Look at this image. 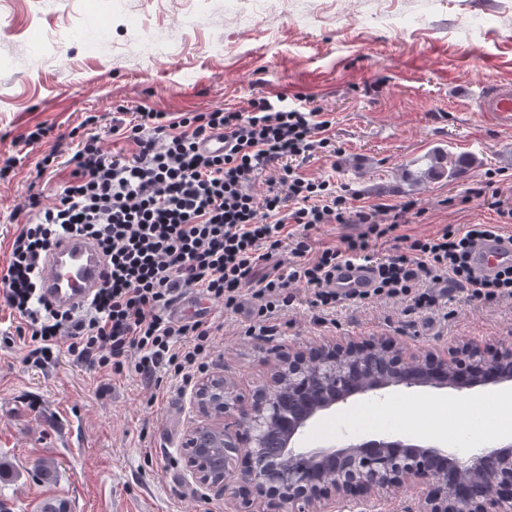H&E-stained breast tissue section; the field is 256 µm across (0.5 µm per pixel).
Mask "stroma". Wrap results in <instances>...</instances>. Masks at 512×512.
<instances>
[{
    "mask_svg": "<svg viewBox=\"0 0 512 512\" xmlns=\"http://www.w3.org/2000/svg\"><path fill=\"white\" fill-rule=\"evenodd\" d=\"M493 83L512 84V0H0V157L20 159L0 182V266L37 163L86 116L105 127L119 106L245 112L282 97L327 113L332 148L300 170L331 179L353 205L416 201L422 213L403 227L416 237L497 223L474 194L487 188L512 205V130L475 114ZM39 125L47 137L24 146ZM439 149L475 163L451 181L424 178ZM292 294L262 336L247 332L251 303L225 315L205 371H222L246 395L291 342L384 334L416 350L512 337V299L454 292L433 321L397 300L351 299L321 322L307 292ZM15 327L0 309V512H40L49 497L71 512H226L224 495L194 480L182 452L200 418L192 384L154 401L139 376H104L64 350L27 365L6 340ZM504 394L512 386L361 396L318 418L301 444L384 431L431 441L414 416ZM44 459L56 467L48 484L33 475Z\"/></svg>",
    "mask_w": 512,
    "mask_h": 512,
    "instance_id": "obj_1",
    "label": "stroma"
}]
</instances>
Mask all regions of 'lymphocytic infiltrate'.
Wrapping results in <instances>:
<instances>
[{
  "mask_svg": "<svg viewBox=\"0 0 512 512\" xmlns=\"http://www.w3.org/2000/svg\"><path fill=\"white\" fill-rule=\"evenodd\" d=\"M98 122L87 116V131L71 152L57 146L42 158L40 174L61 155L70 168L53 199L33 192L14 209L21 227L0 268V302L18 321L24 362L48 363L63 345L115 376L131 372L156 389L167 377L186 384L223 323L202 314L172 317L185 292L232 312L251 298L263 332L291 301L293 286L305 288L316 315L335 312L343 299L336 272L354 263L375 269L373 295L410 301L426 314H435L452 288L489 303L512 298V265L489 276L470 262L477 241L512 223V206L494 195L487 206L498 223L448 225L423 238L402 234L415 202L355 206L330 180L288 166L290 158L330 147V122L321 111L260 98L246 112L175 116L119 107L103 134ZM218 133L228 143L224 153L203 152L201 141ZM108 137L133 143L132 152L112 153ZM269 170L277 177L267 192L251 194L250 184ZM325 224L362 230L310 256V233ZM65 233L89 240L108 266L101 288L77 310L53 308L39 295L45 255ZM381 240L394 248L377 259L371 248ZM285 244L288 263H275ZM265 265L271 273L257 277Z\"/></svg>",
  "mask_w": 512,
  "mask_h": 512,
  "instance_id": "lymphocytic-infiltrate-1",
  "label": "lymphocytic infiltrate"
}]
</instances>
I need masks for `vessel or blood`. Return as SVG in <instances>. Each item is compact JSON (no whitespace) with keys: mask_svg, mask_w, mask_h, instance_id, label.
Listing matches in <instances>:
<instances>
[{"mask_svg":"<svg viewBox=\"0 0 512 512\" xmlns=\"http://www.w3.org/2000/svg\"><path fill=\"white\" fill-rule=\"evenodd\" d=\"M479 118L498 129H512V85H489L476 105ZM471 260L482 272L492 274L512 264V243L487 240L477 244ZM42 293L56 306L74 308L87 301L100 287L105 270L102 256L85 238L65 236L49 250L44 260ZM369 266L354 264L336 274L340 292L370 288Z\"/></svg>","mask_w":512,"mask_h":512,"instance_id":"1","label":"vessel or blood"}]
</instances>
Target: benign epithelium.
Returning <instances> with one entry per match:
<instances>
[{"instance_id":"benign-epithelium-1","label":"benign epithelium","mask_w":512,"mask_h":512,"mask_svg":"<svg viewBox=\"0 0 512 512\" xmlns=\"http://www.w3.org/2000/svg\"><path fill=\"white\" fill-rule=\"evenodd\" d=\"M511 382L509 337L490 349L459 337L421 353L382 334L290 343L247 397L220 371L200 378L192 403L204 420L188 428L183 448L195 450V480L223 493L232 512H380L405 491L416 512H512V440L468 460L445 445L396 435L298 445L311 422L354 397ZM274 439L278 463L257 466ZM216 446L224 448L222 476L205 458Z\"/></svg>"}]
</instances>
